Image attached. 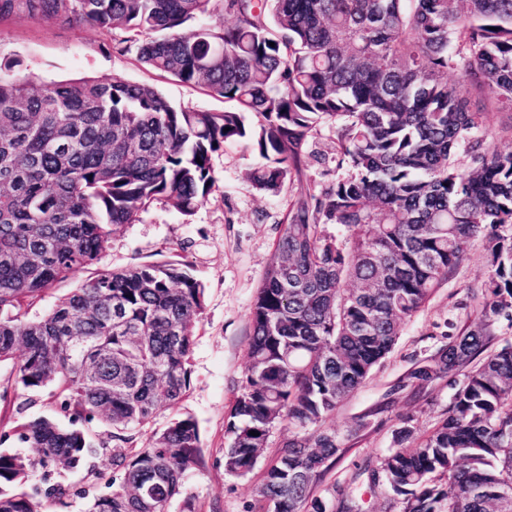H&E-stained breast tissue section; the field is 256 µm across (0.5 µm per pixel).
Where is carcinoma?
<instances>
[{
	"mask_svg": "<svg viewBox=\"0 0 512 512\" xmlns=\"http://www.w3.org/2000/svg\"><path fill=\"white\" fill-rule=\"evenodd\" d=\"M231 23L185 30L216 9ZM86 24L147 67L234 103L177 108L120 76L45 83L0 72V363L27 393L54 390L64 427L17 425L26 452L0 448V512L67 507L78 471L112 440L173 408L190 386L204 288L186 262L103 269L35 317L51 286L98 264L112 232L162 200L191 213L215 187L212 155L245 142L248 175L276 195L297 184L252 312L246 384L227 414L224 470L256 467L274 428L294 429L266 463L248 512H364L363 495L314 494L336 466L321 428L486 238L484 322L449 337L401 387L447 375L446 416L358 473L402 512H512V343L484 354L487 322L512 311V151L483 147L484 114L512 112V0H0ZM456 78L448 80V72ZM336 129V177L315 185L320 127ZM334 224L341 236H328ZM257 435H251V432ZM205 466L181 415L152 443L112 455L110 491L87 512H169Z\"/></svg>",
	"mask_w": 512,
	"mask_h": 512,
	"instance_id": "1",
	"label": "carcinoma"
}]
</instances>
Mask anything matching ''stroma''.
<instances>
[{
  "instance_id": "35a3bbf8",
  "label": "stroma",
  "mask_w": 512,
  "mask_h": 512,
  "mask_svg": "<svg viewBox=\"0 0 512 512\" xmlns=\"http://www.w3.org/2000/svg\"><path fill=\"white\" fill-rule=\"evenodd\" d=\"M13 74L33 73L47 82L83 77L121 76L158 88L174 106L221 112L224 99L189 87L138 62L135 52L113 51L108 36L84 25L59 26L43 18L18 14L0 21V64ZM260 158L243 143L226 145L212 157L215 188L192 214L161 202L141 212L135 223L121 226L99 263L122 269L163 259L190 263L204 287V313L190 358L191 382L175 411H162L133 430L131 452L148 446L173 412L193 415L200 428L206 466L189 472L186 489L197 512H245L259 473L245 477L224 470L226 415L245 383L249 363L251 309L279 235V221L295 186L266 196L246 173ZM484 240L475 238L464 260L437 288L431 300L403 321L401 334L387 357L362 386L345 398L326 422L345 452L320 484L321 489H350L365 465L377 464L391 448L402 418H410L416 435L430 433L448 410V379L436 380L420 393H392V386L414 366L435 355L457 335L478 322L488 271ZM11 363L0 364V448L22 451L15 432L19 417L54 415L51 390L33 399L10 389ZM24 414H17L18 403Z\"/></svg>"
}]
</instances>
